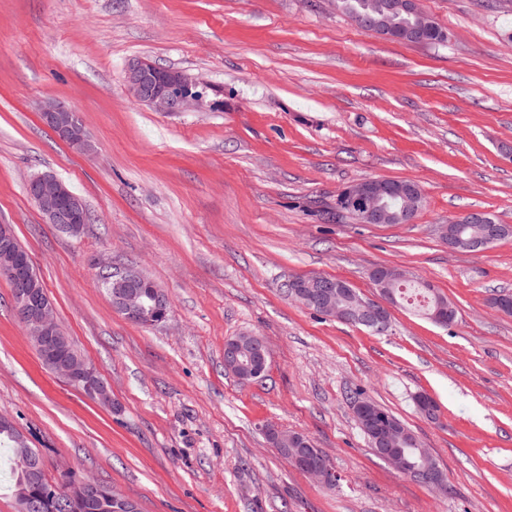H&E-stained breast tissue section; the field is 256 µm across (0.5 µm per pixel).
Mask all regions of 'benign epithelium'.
<instances>
[{
    "label": "benign epithelium",
    "instance_id": "benign-epithelium-1",
    "mask_svg": "<svg viewBox=\"0 0 512 512\" xmlns=\"http://www.w3.org/2000/svg\"><path fill=\"white\" fill-rule=\"evenodd\" d=\"M391 11L400 10L414 18V24L405 34L403 41L420 43L425 40L433 26V20L422 10L420 0H393L388 6ZM126 83L132 98L159 112H181L199 105L205 98V86L198 79L175 69L163 68L147 60L139 59L127 70ZM44 124L63 142L78 153H86L92 144L83 127L73 119L65 107L47 102L41 109ZM29 196L44 215L46 222L66 227L77 236L82 232L85 220V204L62 180L51 174H40L27 182ZM423 195L417 184L402 185L392 179L370 178L357 181L339 193L338 206L358 212L367 224H411L416 216V201ZM398 197L397 208L386 205L385 199ZM470 224H483L485 230L478 237H448V225L460 222L458 218L448 220L440 226V238L454 251L481 252L501 237L500 225L492 223L488 212L474 210L465 214ZM108 271L110 282L107 293L112 307L128 321L142 326H157L168 318L171 303L160 286L141 270L129 266H116L110 262L102 265ZM0 272L13 283L14 300L26 334L43 362L51 367L52 373L66 382L77 384L80 390L89 393L104 405H112V394L107 383L100 378L94 367L80 356H70L65 348L70 340L60 334L54 303L42 288L33 273L28 252L14 247V234L0 225ZM370 276L376 293L363 298L352 291L346 292V302L339 304L333 298L332 283L321 274H302L292 278L293 299L303 307L318 310L327 317L343 323H362L373 326L382 334L389 327L391 309L397 306L396 288L412 280L405 269L382 265L373 268ZM247 341L249 352L262 358L269 357V346L265 338L253 334H242L224 346V363L232 374L242 372L247 378L259 379L265 369L255 364L245 366L239 356L244 354L241 341ZM353 412L356 419L370 432L371 447L376 453L400 472L406 471L404 456L396 451L395 443L401 430L382 415L375 414L373 404L367 400L355 403ZM270 443L282 450L295 448V458L303 462L307 472L324 486L336 482V474L330 459L321 455L317 463L309 460L302 448L311 445L309 438L296 432H286L270 424L265 429ZM16 468L28 475L30 482H41L43 466L29 453L16 461ZM64 497L75 512H86L91 507L114 509L116 512H138L137 503L124 497L111 499L98 483L75 478L65 484Z\"/></svg>",
    "mask_w": 512,
    "mask_h": 512
}]
</instances>
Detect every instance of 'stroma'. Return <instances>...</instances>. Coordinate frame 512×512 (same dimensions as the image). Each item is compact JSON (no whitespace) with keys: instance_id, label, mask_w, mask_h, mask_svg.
Returning a JSON list of instances; mask_svg holds the SVG:
<instances>
[{"instance_id":"stroma-1","label":"stroma","mask_w":512,"mask_h":512,"mask_svg":"<svg viewBox=\"0 0 512 512\" xmlns=\"http://www.w3.org/2000/svg\"><path fill=\"white\" fill-rule=\"evenodd\" d=\"M448 34L411 44L357 27L336 0H0V224L12 227L63 330L108 382L100 405L38 359L0 274V415L55 481L72 467L140 512H512V236L453 252L438 227L484 210L512 226V0H422ZM147 58L207 85L159 112L131 99ZM76 112L80 156L40 120ZM49 172L91 221L71 237L25 187ZM364 178L416 182L410 224L337 212ZM143 269L168 294L157 327L126 321L100 265ZM400 267L455 304L448 327L406 309L378 335L289 298L318 273L374 292ZM266 339L267 377L241 385L224 342ZM359 392L429 448L441 493L396 471L354 416ZM428 393L439 422L422 417ZM308 436L340 478L320 486L268 441Z\"/></svg>"}]
</instances>
